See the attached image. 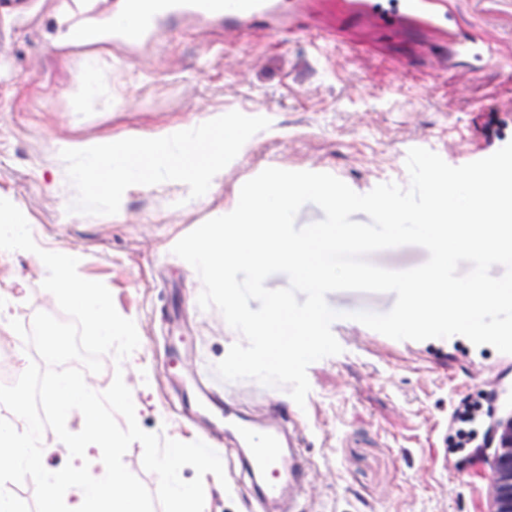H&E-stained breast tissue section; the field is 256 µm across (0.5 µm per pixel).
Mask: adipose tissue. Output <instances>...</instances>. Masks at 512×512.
<instances>
[{"label":"adipose tissue","mask_w":512,"mask_h":512,"mask_svg":"<svg viewBox=\"0 0 512 512\" xmlns=\"http://www.w3.org/2000/svg\"><path fill=\"white\" fill-rule=\"evenodd\" d=\"M62 413H78L83 425L73 447L82 451L80 461L40 479L52 491L44 512H140L139 495L120 474L105 475L101 461L109 451V433L96 396L71 384H63L52 398ZM26 429L0 432V478L16 479L30 473L32 459L26 451Z\"/></svg>","instance_id":"ef3b65f1"}]
</instances>
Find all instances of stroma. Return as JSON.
Returning a JSON list of instances; mask_svg holds the SVG:
<instances>
[{
    "label": "stroma",
    "instance_id": "1",
    "mask_svg": "<svg viewBox=\"0 0 512 512\" xmlns=\"http://www.w3.org/2000/svg\"><path fill=\"white\" fill-rule=\"evenodd\" d=\"M117 3L0 0V198L23 211L40 248L78 255L80 276L107 286L140 337L123 363L105 356L88 386L104 392L122 374L139 426L181 442L208 429L182 403L193 387H213L256 424L295 413L289 429L305 466L289 512H488L489 448L454 464L443 440L453 404L512 384V360L490 346L386 345L347 324L342 353L309 366L301 411L286 388L219 378L216 364L242 336L217 309L199 307L201 279L172 248L231 212L242 185L268 167L326 172L365 194L408 186L410 148L461 166L512 142V73L499 66L512 60V0H447L455 26L498 58L477 70L447 36L349 19L346 0H284L291 29L253 41L180 19L138 51L74 50L61 16L96 27ZM85 79L91 93L79 112L73 93ZM234 110L271 125L203 197L168 181L129 187L114 215L69 212L76 190L61 150L173 134ZM46 275L33 253L0 251V291L13 301L0 337L11 319L59 315L41 287ZM219 450L227 480L205 476L204 512H265L243 449L223 439Z\"/></svg>",
    "mask_w": 512,
    "mask_h": 512
}]
</instances>
